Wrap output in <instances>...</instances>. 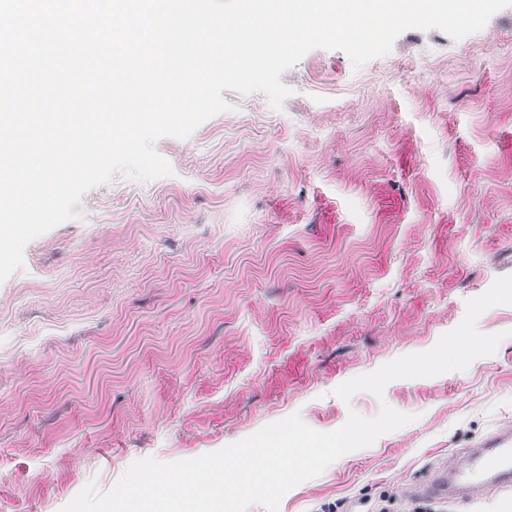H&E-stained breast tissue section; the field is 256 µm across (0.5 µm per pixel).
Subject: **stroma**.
I'll use <instances>...</instances> for the list:
<instances>
[{"instance_id": "35a3bbf8", "label": "stroma", "mask_w": 512, "mask_h": 512, "mask_svg": "<svg viewBox=\"0 0 512 512\" xmlns=\"http://www.w3.org/2000/svg\"><path fill=\"white\" fill-rule=\"evenodd\" d=\"M281 109L230 111L115 174L0 282V512H59L135 460L213 452L299 413L319 431L382 404L415 420L306 480L279 512H460L414 497L433 462L512 429V305L462 371L339 384L430 349L512 274V7L455 41L409 29L354 65L315 48Z\"/></svg>"}]
</instances>
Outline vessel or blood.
I'll use <instances>...</instances> for the list:
<instances>
[{"instance_id":"obj_1","label":"vessel or blood","mask_w":512,"mask_h":512,"mask_svg":"<svg viewBox=\"0 0 512 512\" xmlns=\"http://www.w3.org/2000/svg\"><path fill=\"white\" fill-rule=\"evenodd\" d=\"M512 492V433L494 432L454 464L430 466L414 487L418 497L452 502L466 507L489 492Z\"/></svg>"}]
</instances>
